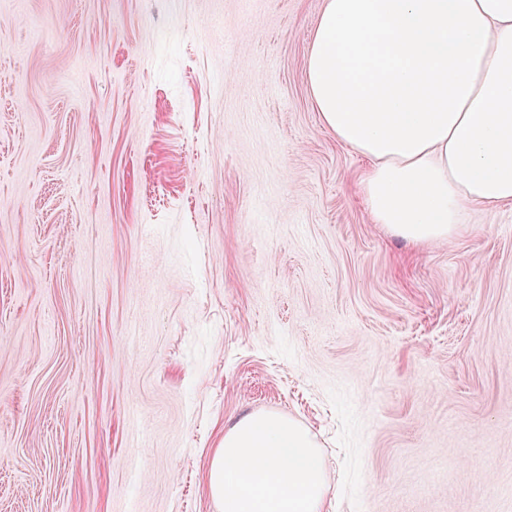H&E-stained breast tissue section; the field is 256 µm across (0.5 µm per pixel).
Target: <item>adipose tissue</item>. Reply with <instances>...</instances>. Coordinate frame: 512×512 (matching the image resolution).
Segmentation results:
<instances>
[{"instance_id": "1", "label": "adipose tissue", "mask_w": 512, "mask_h": 512, "mask_svg": "<svg viewBox=\"0 0 512 512\" xmlns=\"http://www.w3.org/2000/svg\"><path fill=\"white\" fill-rule=\"evenodd\" d=\"M306 73L394 236L445 241L512 205V0H324ZM209 489L224 512H323L328 479L306 427L259 411L225 429Z\"/></svg>"}]
</instances>
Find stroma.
<instances>
[{"instance_id":"stroma-1","label":"stroma","mask_w":512,"mask_h":512,"mask_svg":"<svg viewBox=\"0 0 512 512\" xmlns=\"http://www.w3.org/2000/svg\"><path fill=\"white\" fill-rule=\"evenodd\" d=\"M324 0H0V512H222L242 416L325 512H512V205L373 222ZM209 489L224 512H322L328 479L306 427L259 411L225 429L210 461Z\"/></svg>"}]
</instances>
